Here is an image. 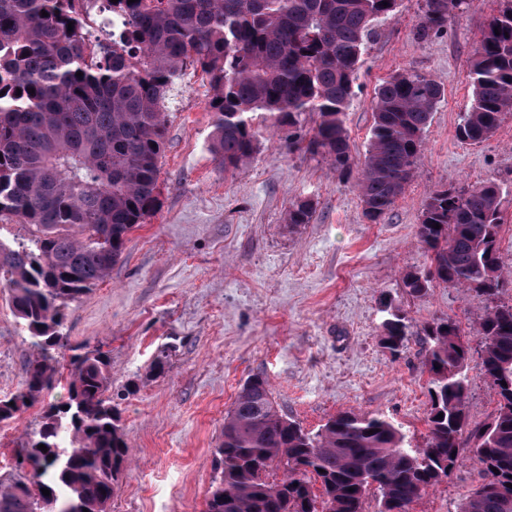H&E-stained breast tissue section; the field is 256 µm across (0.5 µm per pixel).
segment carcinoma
Wrapping results in <instances>:
<instances>
[{
  "mask_svg": "<svg viewBox=\"0 0 512 512\" xmlns=\"http://www.w3.org/2000/svg\"><path fill=\"white\" fill-rule=\"evenodd\" d=\"M103 2L106 38L89 29ZM416 37L441 33L466 0H424ZM492 16L471 61L473 103L457 135L479 143L512 114V0ZM399 0H0V220L31 229L28 243L0 239V286L10 293L34 354L22 388L0 398V423L39 400L55 380L69 304L109 275L127 233L159 201L165 112L188 68L211 89L210 150L224 171L259 149L254 120L284 133L280 145L357 172L365 217L380 221L416 177L424 132L443 95L433 76L404 70L375 90L368 147L351 154L345 113L374 24ZM47 15H42V12ZM73 29H68V24ZM83 76H76L77 72ZM319 121L303 133V117ZM501 190L488 182L433 191L416 235L426 267L403 278L411 294L437 286L473 290L488 306L475 322L484 376L498 409L472 432L483 483L456 512H512V284L499 253ZM299 200L288 223L309 224ZM440 228H433L434 224ZM384 348L401 352L408 326L385 302ZM429 434L420 446L376 414L341 412L316 432L288 419L268 381L249 378L224 416L217 476L204 512H363L370 489L378 512H409L448 476L467 425L470 339L452 318L423 328ZM66 400L48 405L39 429L0 480V512H109L127 443L112 398L110 358L79 346L70 356ZM507 386H502V383ZM443 418H438V414ZM43 444L47 451L38 449ZM50 495L42 494V489Z\"/></svg>",
  "mask_w": 512,
  "mask_h": 512,
  "instance_id": "1",
  "label": "carcinoma"
}]
</instances>
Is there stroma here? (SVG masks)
<instances>
[{
  "label": "stroma",
  "mask_w": 512,
  "mask_h": 512,
  "mask_svg": "<svg viewBox=\"0 0 512 512\" xmlns=\"http://www.w3.org/2000/svg\"><path fill=\"white\" fill-rule=\"evenodd\" d=\"M422 6L400 0L395 16L376 25L345 115L359 158L383 80L408 70L434 76L444 89L416 177L376 223L363 213L355 177L340 176L329 160L282 149L270 123L259 126L254 158L224 172L210 151L207 79L190 71L178 85L166 113L160 204L128 234L106 279L68 307L64 323L70 345L110 356L128 454L109 512H203L224 416L256 374L279 410L306 430L354 411L384 415L411 444L425 442L430 399L419 334L441 317L471 331L486 300L460 288L407 292L404 274L428 262L416 226L433 190L495 182L502 190L500 256L512 268V115L483 142L456 135L473 99L471 61L501 0H467L442 34L424 41L415 37ZM303 199L315 206L312 222L287 223L289 206ZM387 300L413 332L396 355L381 345ZM163 350L169 357L158 371ZM30 355L0 287V397L21 389ZM468 373L475 428L493 418L497 398L480 356ZM69 381L64 354L52 390L0 425V479L14 472L18 445L40 427L47 404L66 399ZM480 472L471 441L461 438L451 473L411 512H456Z\"/></svg>",
  "instance_id": "1"
}]
</instances>
